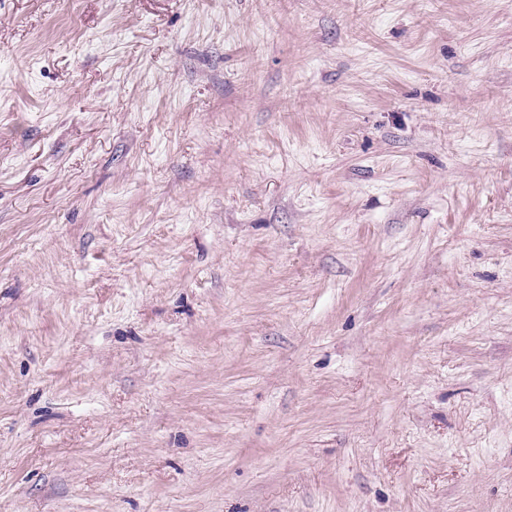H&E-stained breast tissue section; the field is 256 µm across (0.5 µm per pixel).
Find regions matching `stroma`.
Segmentation results:
<instances>
[{"label":"stroma","instance_id":"obj_1","mask_svg":"<svg viewBox=\"0 0 512 512\" xmlns=\"http://www.w3.org/2000/svg\"><path fill=\"white\" fill-rule=\"evenodd\" d=\"M0 512H512V0H0Z\"/></svg>","mask_w":512,"mask_h":512}]
</instances>
